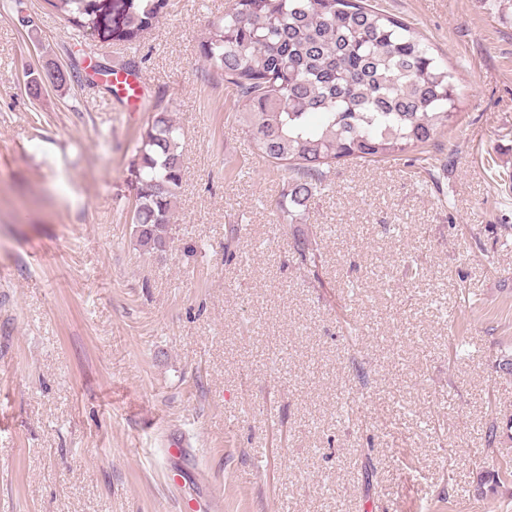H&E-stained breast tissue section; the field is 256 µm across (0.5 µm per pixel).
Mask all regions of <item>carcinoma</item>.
I'll use <instances>...</instances> for the list:
<instances>
[{
    "instance_id": "1",
    "label": "carcinoma",
    "mask_w": 512,
    "mask_h": 512,
    "mask_svg": "<svg viewBox=\"0 0 512 512\" xmlns=\"http://www.w3.org/2000/svg\"><path fill=\"white\" fill-rule=\"evenodd\" d=\"M83 33L134 45L168 0H44ZM201 55L241 103L238 121L266 161L291 174L290 202L307 207L331 165L424 145L457 117L453 73L409 23L365 0H233ZM180 128L152 117L133 171L140 246L161 252L182 183Z\"/></svg>"
}]
</instances>
